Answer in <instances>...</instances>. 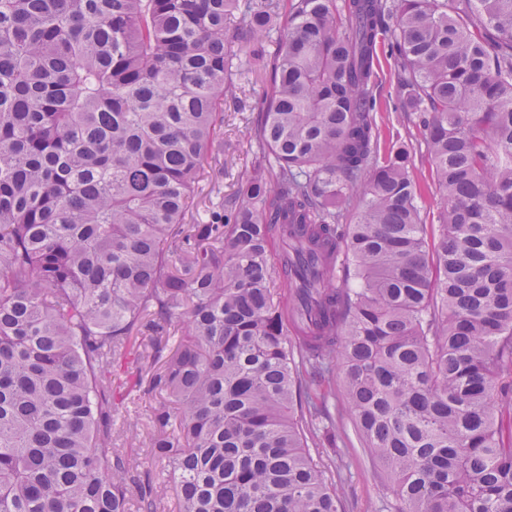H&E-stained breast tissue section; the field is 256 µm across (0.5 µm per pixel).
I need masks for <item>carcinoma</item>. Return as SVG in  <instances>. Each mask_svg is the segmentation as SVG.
<instances>
[{"label": "carcinoma", "instance_id": "obj_1", "mask_svg": "<svg viewBox=\"0 0 512 512\" xmlns=\"http://www.w3.org/2000/svg\"><path fill=\"white\" fill-rule=\"evenodd\" d=\"M266 65L258 162L184 223ZM335 362L392 512H512V0H0V512H156L129 364L177 512H340L294 390ZM388 46H382L378 49V55L383 69V83L377 90L378 101L381 102L379 112L377 113L376 120L378 127L382 130V134H388L387 125L389 124L390 132H400L403 137L409 134H413V140L416 143L415 138L418 140L419 154L416 160L415 177L423 189L429 182L428 166L423 160L420 161V151H425L424 145H420L421 135L419 122L416 115L410 116L408 119L405 118L400 112H395V106L398 105V88L393 75L390 74V58L388 57ZM385 75V79H384ZM389 116V119H388ZM390 120V121H389ZM393 126V127H392ZM160 400L159 396L148 395L141 392H132L125 401V408L121 415L125 417L124 424L121 420L116 428L126 429V424L131 422L137 425V440H131V434L125 433L116 442L115 448H125L129 468L134 475L142 478L149 474L151 478L162 468L157 462L148 447V436L151 432V415L154 406ZM140 440V442H139Z\"/></svg>", "mask_w": 512, "mask_h": 512}]
</instances>
